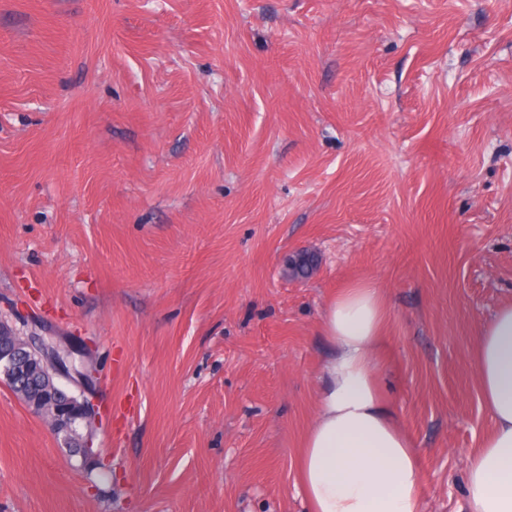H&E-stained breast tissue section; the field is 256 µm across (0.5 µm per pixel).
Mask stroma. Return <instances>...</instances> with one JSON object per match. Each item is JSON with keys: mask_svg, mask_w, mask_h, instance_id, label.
Segmentation results:
<instances>
[{"mask_svg": "<svg viewBox=\"0 0 512 512\" xmlns=\"http://www.w3.org/2000/svg\"><path fill=\"white\" fill-rule=\"evenodd\" d=\"M362 281L423 512H460L512 0H0V318L88 340L103 417L80 462L0 381V512H307L320 321Z\"/></svg>", "mask_w": 512, "mask_h": 512, "instance_id": "stroma-1", "label": "stroma"}]
</instances>
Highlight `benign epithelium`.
<instances>
[{
	"label": "benign epithelium",
	"instance_id": "1",
	"mask_svg": "<svg viewBox=\"0 0 512 512\" xmlns=\"http://www.w3.org/2000/svg\"><path fill=\"white\" fill-rule=\"evenodd\" d=\"M25 351L23 360H18L12 352L0 349V370L17 373L25 365H39L44 371L48 386L68 396L74 410H65L52 422L54 434L63 439L70 437L73 424L80 421L87 432L78 441L80 457L94 458L98 452L93 450V424L98 418L96 399L91 386L96 378V369L90 363L85 346H75L64 337L51 332L46 335L31 334L24 337ZM83 358L81 365H75V357Z\"/></svg>",
	"mask_w": 512,
	"mask_h": 512
}]
</instances>
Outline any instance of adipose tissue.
Returning <instances> with one entry per match:
<instances>
[{
  "label": "adipose tissue",
  "instance_id": "obj_1",
  "mask_svg": "<svg viewBox=\"0 0 512 512\" xmlns=\"http://www.w3.org/2000/svg\"><path fill=\"white\" fill-rule=\"evenodd\" d=\"M387 316L369 281L322 315L332 354L300 457L310 512H422L417 453L385 403L375 359ZM474 367L491 428L468 459L467 512H512V303L484 326Z\"/></svg>",
  "mask_w": 512,
  "mask_h": 512
}]
</instances>
